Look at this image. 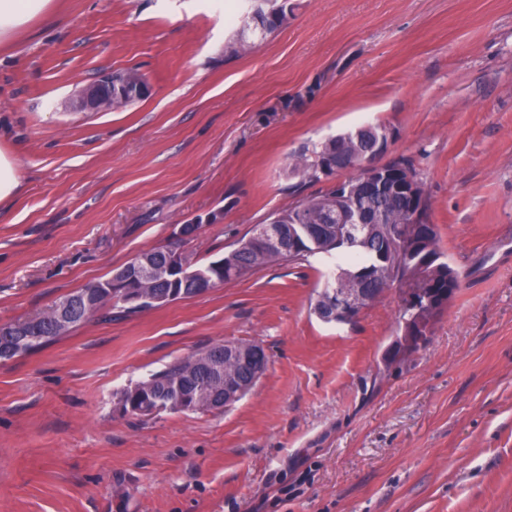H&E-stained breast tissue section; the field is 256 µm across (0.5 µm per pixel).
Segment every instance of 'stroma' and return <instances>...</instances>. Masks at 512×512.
Instances as JSON below:
<instances>
[{"label":"stroma","mask_w":512,"mask_h":512,"mask_svg":"<svg viewBox=\"0 0 512 512\" xmlns=\"http://www.w3.org/2000/svg\"><path fill=\"white\" fill-rule=\"evenodd\" d=\"M225 59L236 0H56L0 41V324L36 317L180 225L205 265L324 181L295 156L363 124L415 168L461 286L427 341L383 363L399 293L349 323L313 305L325 257L91 320L0 361V512H512V0H290ZM134 68L150 94L65 102ZM226 340L261 343L251 393L209 412H115L117 395ZM143 92L149 91V88H141ZM146 94L138 93L136 96L127 95L125 100H119L112 89V73L102 75L97 81L86 87L79 96L73 108L75 111L87 112H106L112 110L113 102L117 100V104L113 110L126 107L130 103L142 100L147 97ZM19 188L16 159L0 151V204L13 199Z\"/></svg>","instance_id":"1"}]
</instances>
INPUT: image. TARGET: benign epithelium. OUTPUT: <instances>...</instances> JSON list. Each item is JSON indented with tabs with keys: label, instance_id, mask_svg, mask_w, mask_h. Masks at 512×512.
I'll return each mask as SVG.
<instances>
[{
	"label": "benign epithelium",
	"instance_id": "7a95c632",
	"mask_svg": "<svg viewBox=\"0 0 512 512\" xmlns=\"http://www.w3.org/2000/svg\"><path fill=\"white\" fill-rule=\"evenodd\" d=\"M117 99L112 89V75L104 74L97 81L86 87L73 105L76 111L106 112L112 110ZM389 132L382 128L371 131L367 142L357 143L354 148H347L341 137H336L339 149L329 152L319 161L320 174L326 178L348 170L364 173V184L373 192L381 193L392 185L401 191L407 201V213L412 221L399 225H377L373 231L387 239L390 249L387 256L397 258L400 265L413 263L414 273L404 277L378 279L373 275L361 276L357 287L338 295L336 306L331 308V317L338 322L354 320L362 309L383 296L389 287L397 285L404 302V327L402 335L396 337L385 354V362L397 364L415 347L423 343L430 331L434 319L442 312L454 297L460 281L448 283V295L423 292L426 287L425 268L430 259L419 255L424 224L428 223L425 190L418 176L410 168L393 172L389 164L379 161L388 144ZM217 215L209 214L204 218L197 217L189 224L179 228V238L194 235L203 225L213 224ZM361 220L356 200L346 201L336 216V225L316 227L314 233L320 236L333 235L336 245L349 246L358 243L351 231V225ZM280 219L275 216L258 227L245 241L259 254L283 253L295 246L294 239L286 240L280 233ZM189 256L178 247H169L166 264L157 271L147 267L139 256L133 258L126 266L112 275V286L119 289L120 300L130 307H141L146 303L166 305L183 298L178 283L189 275ZM153 275L171 284V287L151 296L144 295L138 284ZM263 346L258 342L226 341L224 342V363L251 364L253 376L251 382L243 383L236 376H224V406L228 407L250 392L264 373L261 365L256 363Z\"/></svg>",
	"mask_w": 512,
	"mask_h": 512
}]
</instances>
